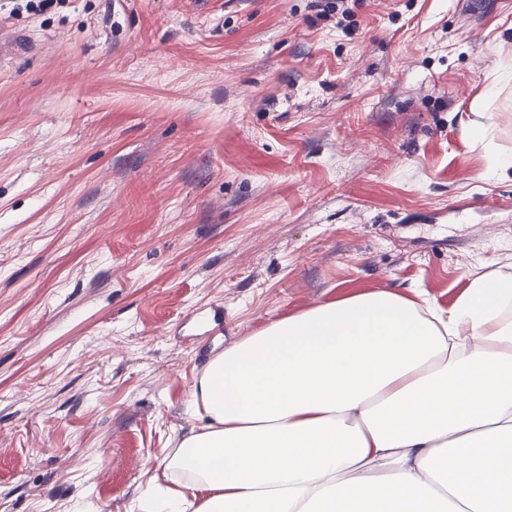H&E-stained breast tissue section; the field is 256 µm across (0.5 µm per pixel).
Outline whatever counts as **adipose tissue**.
Wrapping results in <instances>:
<instances>
[{
    "label": "adipose tissue",
    "mask_w": 512,
    "mask_h": 512,
    "mask_svg": "<svg viewBox=\"0 0 512 512\" xmlns=\"http://www.w3.org/2000/svg\"><path fill=\"white\" fill-rule=\"evenodd\" d=\"M143 512H512V274L271 321L196 379Z\"/></svg>",
    "instance_id": "1"
}]
</instances>
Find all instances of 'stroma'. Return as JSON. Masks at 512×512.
<instances>
[{"instance_id": "35a3bbf8", "label": "stroma", "mask_w": 512, "mask_h": 512, "mask_svg": "<svg viewBox=\"0 0 512 512\" xmlns=\"http://www.w3.org/2000/svg\"><path fill=\"white\" fill-rule=\"evenodd\" d=\"M343 7L0 8L33 44L0 69V512H140L275 318L512 273V0Z\"/></svg>"}]
</instances>
